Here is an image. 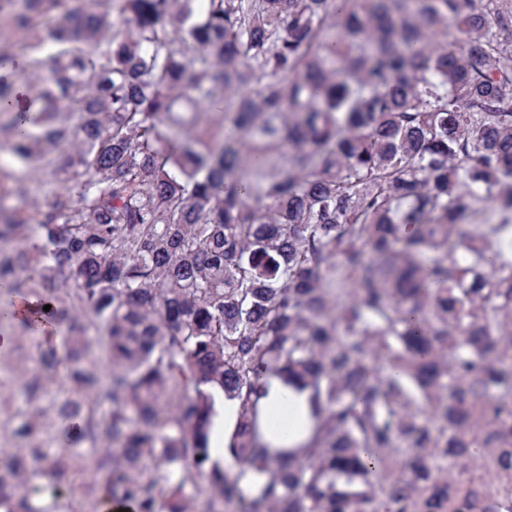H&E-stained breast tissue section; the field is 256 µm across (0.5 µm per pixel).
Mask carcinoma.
<instances>
[{"label":"carcinoma","instance_id":"cac0c4a2","mask_svg":"<svg viewBox=\"0 0 512 512\" xmlns=\"http://www.w3.org/2000/svg\"><path fill=\"white\" fill-rule=\"evenodd\" d=\"M503 32L512 0H0V512L88 461L133 512H512ZM288 407L289 420L293 418L288 428V436L283 438L288 447L304 443L310 436L308 419V392L284 386L279 380H273L266 399V408L279 410ZM215 405L217 417L213 428L212 447L215 451V459L223 458L224 461V441L237 421L239 405L236 400L227 398L224 394L216 396Z\"/></svg>","mask_w":512,"mask_h":512}]
</instances>
